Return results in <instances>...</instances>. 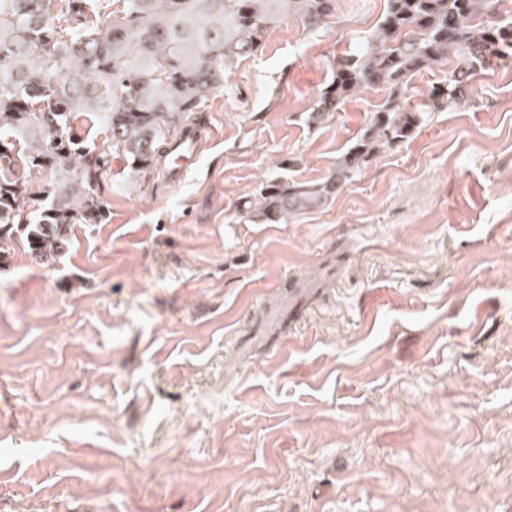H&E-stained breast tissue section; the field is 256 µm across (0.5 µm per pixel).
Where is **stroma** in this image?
<instances>
[{"instance_id": "stroma-1", "label": "stroma", "mask_w": 512, "mask_h": 512, "mask_svg": "<svg viewBox=\"0 0 512 512\" xmlns=\"http://www.w3.org/2000/svg\"><path fill=\"white\" fill-rule=\"evenodd\" d=\"M385 0L285 16L199 109L179 186L108 156L105 224L0 247V512H512V57L286 224L386 91L309 114Z\"/></svg>"}]
</instances>
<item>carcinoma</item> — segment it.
Listing matches in <instances>:
<instances>
[{"label": "carcinoma", "instance_id": "cac0c4a2", "mask_svg": "<svg viewBox=\"0 0 512 512\" xmlns=\"http://www.w3.org/2000/svg\"><path fill=\"white\" fill-rule=\"evenodd\" d=\"M502 0H386L364 50L336 60V75L309 118L323 123L357 90H389L356 143L321 183L271 178L240 218L279 224L317 209L383 147L410 137L418 113L396 102L418 73L448 61L432 88L442 108L467 99L473 75L512 57V18ZM0 0V243L51 265L75 224L109 215L95 190L106 151L81 136L84 115L107 132V151L136 171L165 154L164 134L224 85V71L257 51L276 18L327 24L336 0ZM49 172L45 186L28 173Z\"/></svg>", "mask_w": 512, "mask_h": 512}]
</instances>
